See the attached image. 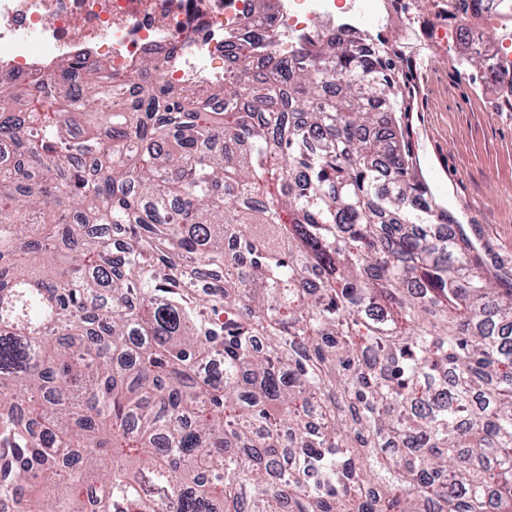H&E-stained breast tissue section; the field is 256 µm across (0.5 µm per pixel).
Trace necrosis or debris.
<instances>
[{"mask_svg":"<svg viewBox=\"0 0 512 512\" xmlns=\"http://www.w3.org/2000/svg\"><path fill=\"white\" fill-rule=\"evenodd\" d=\"M275 17L278 40L287 33L318 38L327 27L361 33L358 14L343 0H278ZM255 18V0H0V70L26 75L36 63L93 45L122 77L142 56L175 45L181 59L167 81L203 90L224 76L225 40L244 34Z\"/></svg>","mask_w":512,"mask_h":512,"instance_id":"1","label":"necrosis or debris"}]
</instances>
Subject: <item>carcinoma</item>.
I'll use <instances>...</instances> for the list:
<instances>
[{"label":"carcinoma","instance_id":"carcinoma-1","mask_svg":"<svg viewBox=\"0 0 512 512\" xmlns=\"http://www.w3.org/2000/svg\"><path fill=\"white\" fill-rule=\"evenodd\" d=\"M264 2L206 90L0 72L11 512H512V286L436 233L385 48Z\"/></svg>","mask_w":512,"mask_h":512}]
</instances>
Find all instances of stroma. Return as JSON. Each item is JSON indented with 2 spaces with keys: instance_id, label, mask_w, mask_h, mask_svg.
Here are the masks:
<instances>
[{
  "instance_id": "1",
  "label": "stroma",
  "mask_w": 512,
  "mask_h": 512,
  "mask_svg": "<svg viewBox=\"0 0 512 512\" xmlns=\"http://www.w3.org/2000/svg\"><path fill=\"white\" fill-rule=\"evenodd\" d=\"M400 0L384 21L364 12V33L386 41L404 75L399 125L421 176L436 174L443 205L490 276L512 282V89L471 60L470 47L433 11Z\"/></svg>"
}]
</instances>
